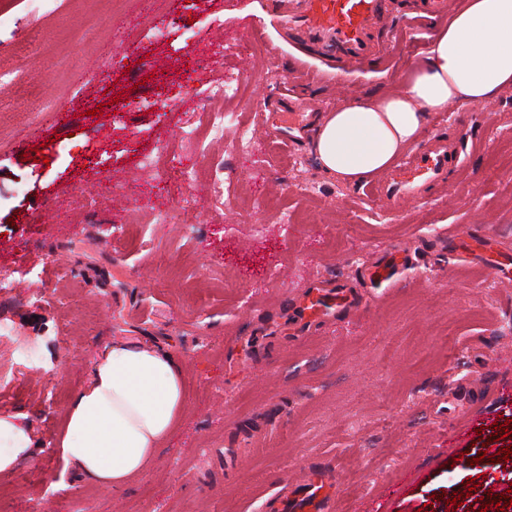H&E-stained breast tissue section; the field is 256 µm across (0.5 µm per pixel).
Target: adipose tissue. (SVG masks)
Instances as JSON below:
<instances>
[{"instance_id":"1","label":"adipose tissue","mask_w":512,"mask_h":512,"mask_svg":"<svg viewBox=\"0 0 512 512\" xmlns=\"http://www.w3.org/2000/svg\"><path fill=\"white\" fill-rule=\"evenodd\" d=\"M512 89V0H463L403 92L359 98L320 120L312 140L321 168L358 186L418 138L431 113L451 102L481 105ZM186 405L176 356L116 337L92 361L68 404L57 448L67 465L102 488H126L156 457ZM29 428L0 416V471L30 448Z\"/></svg>"}]
</instances>
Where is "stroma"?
Segmentation results:
<instances>
[{
	"label": "stroma",
	"instance_id": "obj_1",
	"mask_svg": "<svg viewBox=\"0 0 512 512\" xmlns=\"http://www.w3.org/2000/svg\"><path fill=\"white\" fill-rule=\"evenodd\" d=\"M392 2L397 41L340 85L266 0H0V272L15 282L0 290V415L33 435L0 473V512H262L310 472L335 479L326 512H499L512 489V459L490 476L512 447L492 438L512 424V90L432 114L423 137L448 139L462 166L397 213L324 172L309 135L282 134L286 104L322 114L402 88L440 28L420 25L416 0ZM96 16L104 27L86 34ZM227 75L245 87L232 109L254 132L247 155L231 128L180 138ZM57 95L63 121L36 109ZM223 165L239 201L216 192ZM187 198L191 232L154 222ZM390 247L400 280L378 288L368 267ZM335 282L357 310L288 323L308 289ZM120 336L175 353L188 401L166 448L112 490L53 445Z\"/></svg>",
	"mask_w": 512,
	"mask_h": 512
}]
</instances>
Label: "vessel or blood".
<instances>
[{"label":"vessel or blood","instance_id":"vessel-or-blood-1","mask_svg":"<svg viewBox=\"0 0 512 512\" xmlns=\"http://www.w3.org/2000/svg\"><path fill=\"white\" fill-rule=\"evenodd\" d=\"M270 9L286 22L298 42L317 46L338 68H354L368 61L377 45L374 33L383 31L390 14V0H268ZM459 162L456 148L446 139H428L408 166H395L371 184L369 194L389 211L404 208L421 198L427 185L443 182ZM266 512H321L319 487L303 480L295 483L292 497H269Z\"/></svg>","mask_w":512,"mask_h":512}]
</instances>
